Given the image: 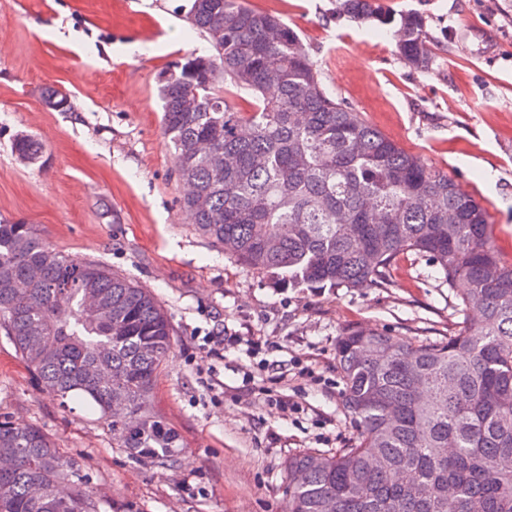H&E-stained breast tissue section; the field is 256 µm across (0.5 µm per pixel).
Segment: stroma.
<instances>
[{
    "label": "stroma",
    "instance_id": "1",
    "mask_svg": "<svg viewBox=\"0 0 512 512\" xmlns=\"http://www.w3.org/2000/svg\"><path fill=\"white\" fill-rule=\"evenodd\" d=\"M296 29L326 89L405 151L447 171L490 216L512 260V0H383L422 14L429 72L408 67L391 34L336 14L335 0H248ZM190 0H0V220L32 225L76 261L131 278L167 309L173 352L153 409L178 436V461L131 458L112 419L44 386L0 333V415L39 426L94 488L143 512H284L285 463L350 442L336 342L352 328L414 343L456 333L458 288L428 257L405 255L386 284L284 288L201 236L162 135L157 88L207 48ZM67 112L47 109V89ZM42 140L21 162L18 135ZM259 339L260 353L214 355L211 335ZM295 410L282 414L274 400Z\"/></svg>",
    "mask_w": 512,
    "mask_h": 512
}]
</instances>
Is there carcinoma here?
<instances>
[{
  "instance_id": "carcinoma-1",
  "label": "carcinoma",
  "mask_w": 512,
  "mask_h": 512,
  "mask_svg": "<svg viewBox=\"0 0 512 512\" xmlns=\"http://www.w3.org/2000/svg\"><path fill=\"white\" fill-rule=\"evenodd\" d=\"M336 12L395 30L398 55L427 71L434 62L425 19L394 20L382 0H336ZM191 26L207 52H191L163 76V134L184 207L201 234L248 269L292 288L382 284L401 256H428L448 286L466 284L463 316L447 340L420 345L349 329L336 343L343 405L356 437L344 448L288 457L286 512H512V262L490 232L488 213L448 173L408 153L362 113L324 89L298 33L247 0H191ZM255 99L252 111L237 104ZM45 105L67 111L50 89ZM207 139L231 159L197 153ZM30 162L42 145L18 137ZM42 279L32 284L29 268ZM104 313L84 312L85 293ZM0 330L39 379L112 413L124 398L135 428L112 434L137 460L174 465L177 435L151 405L172 351L171 318L133 281L52 249L30 224L0 222ZM97 359L112 382L97 383ZM0 512H141L101 501L78 461L35 425L0 415ZM39 481L46 495H29ZM430 486L427 498L410 484Z\"/></svg>"
}]
</instances>
